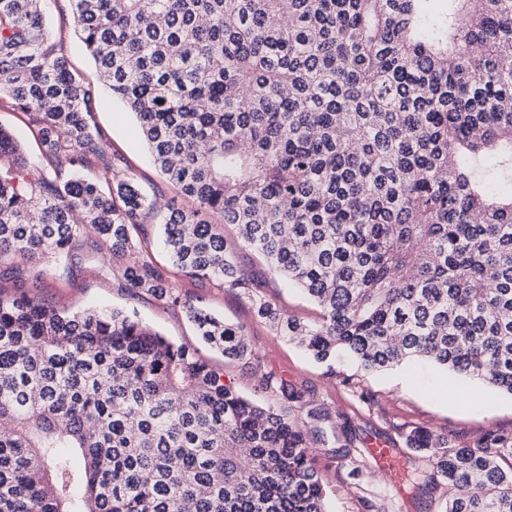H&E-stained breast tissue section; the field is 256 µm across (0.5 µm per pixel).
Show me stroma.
<instances>
[{
	"mask_svg": "<svg viewBox=\"0 0 512 512\" xmlns=\"http://www.w3.org/2000/svg\"><path fill=\"white\" fill-rule=\"evenodd\" d=\"M45 21L61 36L69 61L86 82L98 86L96 122L104 132L113 155L120 157L138 188L161 203L177 208H193L192 200L178 195L151 161L132 114L113 102L100 89L99 77L83 44L74 34L70 11L60 9L56 0H44ZM148 250L167 271L171 287L193 303L206 307L226 321L242 326L258 358L257 364L225 360L197 335L181 308L145 295L132 296L122 276L124 258L102 250L95 257L76 261L70 271L48 266L42 270L38 297L71 311L89 307L134 309L142 320L224 373L243 395L270 403L268 394L258 392L260 373L272 372L305 395L326 404L333 415L350 420L356 429L351 455L337 459L326 448L312 447L313 465L326 490L327 512H366L367 502L383 505L385 512H441V490L411 492L401 482L400 472L383 474L369 455L373 443L384 442L400 462L413 452L405 445L409 430L420 427L444 434L459 445H469L492 430H512V396L485 385L463 380L427 363L406 364L382 373H367L353 363L332 365L315 362L301 348L275 336L270 326L256 317L250 299L240 291L208 280L189 279L171 266L158 238V226H145ZM111 263V274L101 267ZM352 380L342 386V377ZM372 396V403L361 400V393Z\"/></svg>",
	"mask_w": 512,
	"mask_h": 512,
	"instance_id": "obj_1",
	"label": "stroma"
}]
</instances>
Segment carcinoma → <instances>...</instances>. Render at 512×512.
Masks as SVG:
<instances>
[{"label": "carcinoma", "mask_w": 512, "mask_h": 512, "mask_svg": "<svg viewBox=\"0 0 512 512\" xmlns=\"http://www.w3.org/2000/svg\"><path fill=\"white\" fill-rule=\"evenodd\" d=\"M112 96L195 208L162 217L91 123L41 0H0V99L28 117L27 161L0 126V264L128 258L134 296L185 308L224 358L242 327L168 284L134 236L163 224L172 263L248 295L316 361L377 372L429 361L512 395V0H65ZM102 169L100 177L80 174ZM83 215L76 223L73 216ZM319 309L295 319L226 245ZM92 228L98 240L89 241ZM262 407L194 350L121 310L0 296V512H326L307 448L348 457L352 426L276 374ZM406 481L442 512H512V433L473 446L414 428Z\"/></svg>", "instance_id": "obj_1"}]
</instances>
